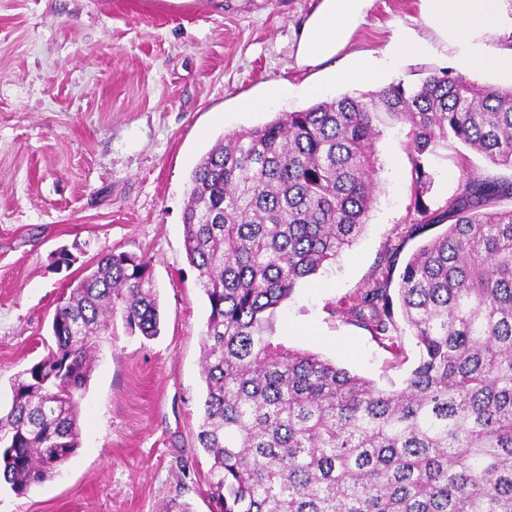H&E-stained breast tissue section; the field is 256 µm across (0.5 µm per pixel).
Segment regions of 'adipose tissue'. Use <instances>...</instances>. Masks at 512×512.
<instances>
[{"instance_id":"adipose-tissue-1","label":"adipose tissue","mask_w":512,"mask_h":512,"mask_svg":"<svg viewBox=\"0 0 512 512\" xmlns=\"http://www.w3.org/2000/svg\"><path fill=\"white\" fill-rule=\"evenodd\" d=\"M421 2L427 28L439 43L452 50L460 69H490L512 79V52L501 53L491 47L500 30L512 22V8L507 0ZM371 6L372 0H318L295 36L297 66L311 70L336 57L349 45ZM427 48L426 41L404 29L387 47L384 58L357 53L349 66L337 71L336 77L348 84L375 85L386 63Z\"/></svg>"}]
</instances>
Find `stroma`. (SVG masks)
<instances>
[{
	"label": "stroma",
	"mask_w": 512,
	"mask_h": 512,
	"mask_svg": "<svg viewBox=\"0 0 512 512\" xmlns=\"http://www.w3.org/2000/svg\"><path fill=\"white\" fill-rule=\"evenodd\" d=\"M316 0H0V408L10 381L47 352L66 285L110 249L151 258L161 333L115 323L96 353L80 400V446L58 474L26 495L0 487V512H163L171 501L210 512L211 459L196 434L203 414L201 334L206 298L184 247L192 170L225 134L279 113L355 92L327 83L305 95L293 31ZM428 37L420 0H373L350 52L381 56L397 28ZM440 46L397 61L385 83L412 84L453 68ZM288 95L266 106L269 82ZM408 129L383 127L376 201L358 240L335 264L299 284L277 312V342L374 380L403 385L405 361L352 324L340 306L444 232L409 236ZM472 169L512 180L457 142L428 158L431 209L458 189L460 155ZM71 262L58 266L60 253Z\"/></svg>",
	"instance_id": "35a3bbf8"
}]
</instances>
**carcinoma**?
<instances>
[{
	"label": "carcinoma",
	"instance_id": "obj_1",
	"mask_svg": "<svg viewBox=\"0 0 512 512\" xmlns=\"http://www.w3.org/2000/svg\"><path fill=\"white\" fill-rule=\"evenodd\" d=\"M406 125L416 218L445 220L391 288L393 265L340 312L419 360L399 390L273 336L277 310L352 246L376 200L381 125ZM450 140L512 169V88L451 70L345 94L224 135L191 173L188 263L208 302L198 445L215 512H512V182L462 160L447 209L424 197ZM57 304L47 355L15 376L0 414V477L17 496L79 447L91 354L119 317L160 334L150 259L102 253Z\"/></svg>",
	"mask_w": 512,
	"mask_h": 512
}]
</instances>
